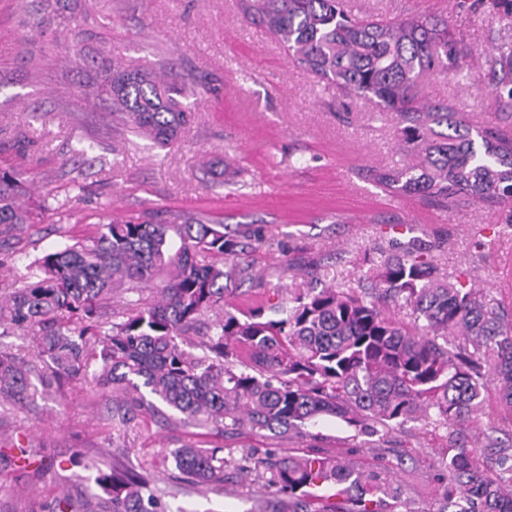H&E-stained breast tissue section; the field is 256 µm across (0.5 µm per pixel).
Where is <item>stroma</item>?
Listing matches in <instances>:
<instances>
[{
	"label": "stroma",
	"instance_id": "35a3bbf8",
	"mask_svg": "<svg viewBox=\"0 0 512 512\" xmlns=\"http://www.w3.org/2000/svg\"><path fill=\"white\" fill-rule=\"evenodd\" d=\"M347 4L359 16L447 19L467 57L459 71L421 76L422 94L450 101L474 122H512L487 67L500 43H512V19L490 15L484 0ZM37 9L38 0H0V171L52 195L32 224L0 243V289L29 255L52 250L61 232L88 238L100 220L162 210L232 228L270 226L272 239L245 261L276 287H303L309 271L356 284L364 254L395 240L432 251L445 271L465 272L500 297L501 272L512 269V209L467 204L445 212L377 186L370 168L404 158L391 116L296 68L271 35L243 20L235 0H63L34 36ZM112 53L184 75L192 116L178 147L135 136L113 121L109 103L86 98L97 62ZM204 77L217 82L205 98ZM80 148L112 170L71 169L66 161ZM107 401L77 380L31 411L0 404V448L20 444L51 458L37 473L0 462V512H51L64 493L94 497L97 469L113 463L148 467L166 512H250L263 494V480L250 475L226 474L220 494L188 483L169 451L201 440L197 428L156 418L115 428ZM313 432L325 453L402 485L397 512L438 506L445 427L409 424L395 449L364 447L333 418ZM202 440L236 460L252 448L301 455L311 443L248 428ZM78 452L81 467L71 463Z\"/></svg>",
	"mask_w": 512,
	"mask_h": 512
}]
</instances>
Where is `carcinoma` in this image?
I'll return each instance as SVG.
<instances>
[{
    "instance_id": "carcinoma-1",
    "label": "carcinoma",
    "mask_w": 512,
    "mask_h": 512,
    "mask_svg": "<svg viewBox=\"0 0 512 512\" xmlns=\"http://www.w3.org/2000/svg\"><path fill=\"white\" fill-rule=\"evenodd\" d=\"M291 61L346 96L376 100L393 115L407 160L371 171L395 193L441 210L467 202L512 204V128L474 126L446 100L420 95L426 72L459 69L464 51L442 19L355 18L342 0H237ZM499 99L512 107V44L488 60ZM182 75L157 74L117 56L100 62L97 95L112 114L161 148L173 146L191 113L179 97ZM28 184L0 171V239L32 223L41 204ZM265 235L199 217L148 213L114 218L95 236H63L24 266L0 296V337L32 334L33 353L0 348V401L33 404L84 380L112 397L107 420L126 426L162 414L208 432L243 425L277 437H313L332 417L387 446L393 434L430 416L448 428L434 512H512V450L483 421V390L497 387L512 416V311L462 275L450 281L436 256L391 243L357 285L333 282L283 297L250 273L241 256ZM261 300L247 298L244 284ZM133 294L122 319L112 296ZM412 307L404 323L390 308ZM195 336L206 340L197 354ZM482 431L483 462L465 449L463 416ZM196 484L224 489L232 461L224 447L196 443L171 451ZM266 494L251 512H394L400 485L321 451L251 454ZM106 512H165L148 470L97 469ZM52 512H94L63 495Z\"/></svg>"
}]
</instances>
